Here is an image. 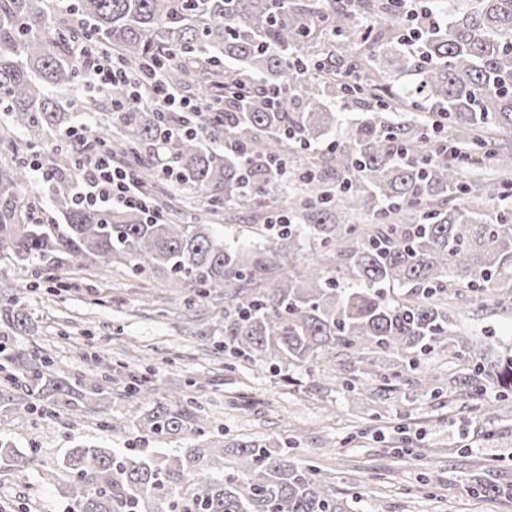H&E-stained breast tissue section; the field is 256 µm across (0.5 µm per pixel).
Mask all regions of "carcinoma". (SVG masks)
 I'll use <instances>...</instances> for the list:
<instances>
[{"instance_id":"obj_1","label":"carcinoma","mask_w":512,"mask_h":512,"mask_svg":"<svg viewBox=\"0 0 512 512\" xmlns=\"http://www.w3.org/2000/svg\"><path fill=\"white\" fill-rule=\"evenodd\" d=\"M439 25L399 19L401 0H0V255L33 276L120 265L132 277L164 275L206 298L224 293V348L236 358L285 366L352 367V392L371 378L384 390L453 335L460 289L512 301V213L484 210L512 189V0H429ZM419 29L416 47L405 32ZM103 42L132 77L159 67L175 87L193 81L214 114L153 112L150 87L66 97L84 84L77 46ZM256 79L283 89L279 106L234 94ZM353 103L368 115L330 146L325 170L303 165L302 191H288L263 161L284 163L325 140ZM384 112L414 114L386 119ZM447 122L455 151L435 143ZM141 171L171 167L181 191L207 200V215L255 212L270 196L283 224H253L254 242L224 239L203 217L178 224L138 210L85 207L72 192L80 149L51 144L75 129ZM224 138V149L206 139ZM39 149L54 173L33 182L24 152ZM52 201L63 224L34 217ZM368 212L372 222L351 220ZM312 257L287 268L295 252ZM356 281L347 288L343 280ZM0 325L30 331L18 297L0 305ZM0 384L104 428L140 438L199 441L144 455L78 444L43 479L69 512H349L321 469L251 438L208 437L194 402L135 376L132 411L110 418L98 379L65 375L45 353L0 344ZM452 383L470 397L498 388L512 403V353L483 357ZM0 463L15 475L36 467L32 448L0 436Z\"/></svg>"}]
</instances>
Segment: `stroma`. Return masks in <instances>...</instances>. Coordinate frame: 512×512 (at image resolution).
Wrapping results in <instances>:
<instances>
[{
    "instance_id": "obj_1",
    "label": "stroma",
    "mask_w": 512,
    "mask_h": 512,
    "mask_svg": "<svg viewBox=\"0 0 512 512\" xmlns=\"http://www.w3.org/2000/svg\"><path fill=\"white\" fill-rule=\"evenodd\" d=\"M60 275L71 285L68 292L54 297L41 287L28 294L35 330L22 342L49 353L72 378H98L121 362L126 373L195 401L216 436L294 442L295 458L325 470L352 512H512L504 496L490 500L471 492L484 478L512 489V413L498 406L493 386L478 403L447 392L449 377L466 366L446 351L434 350L429 360L443 388L437 398L412 390L415 372L405 373L388 394L374 381L353 392L322 389L302 368L266 359L229 363L218 318L223 299L186 309L175 303L166 278L143 288L118 266ZM460 303L465 314L449 348L466 336L512 351V309L467 291ZM0 434L41 448L49 462L81 442L132 445L129 436L103 430L95 413L74 424L16 408L0 413ZM19 502L32 512L65 510L41 473L0 474V512H13Z\"/></svg>"
}]
</instances>
